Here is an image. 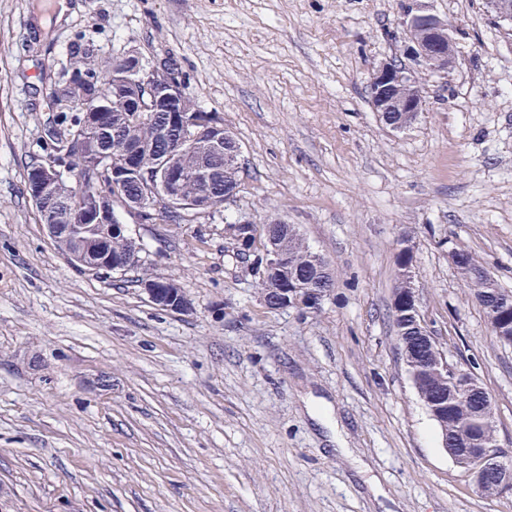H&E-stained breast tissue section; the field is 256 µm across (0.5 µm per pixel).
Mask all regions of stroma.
<instances>
[{
	"label": "stroma",
	"mask_w": 512,
	"mask_h": 512,
	"mask_svg": "<svg viewBox=\"0 0 512 512\" xmlns=\"http://www.w3.org/2000/svg\"><path fill=\"white\" fill-rule=\"evenodd\" d=\"M0 0V512H512L442 447L401 356L400 240L450 364L494 401L512 457V346L451 261L512 290V27L484 0H424L452 26L450 81L401 131L368 96L402 58L413 0ZM173 63L243 148L222 219L133 224L138 277L192 310L75 269L28 197L26 165L79 41ZM294 224L328 263L321 310L265 307L224 248L240 216ZM141 286L151 302L164 310L184 312L190 308L189 300L185 294L177 297L173 293L166 294L162 288L157 286L155 279H143Z\"/></svg>",
	"instance_id": "obj_1"
}]
</instances>
